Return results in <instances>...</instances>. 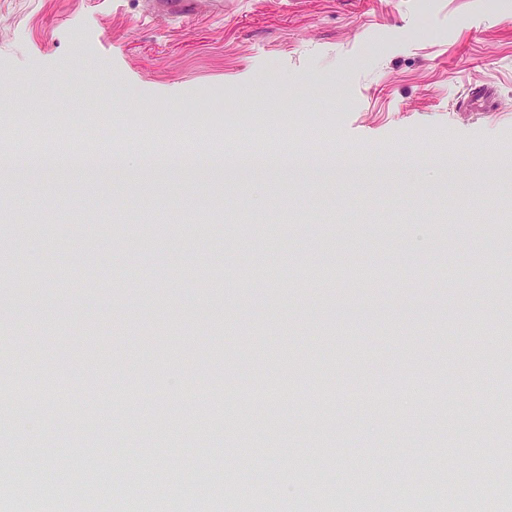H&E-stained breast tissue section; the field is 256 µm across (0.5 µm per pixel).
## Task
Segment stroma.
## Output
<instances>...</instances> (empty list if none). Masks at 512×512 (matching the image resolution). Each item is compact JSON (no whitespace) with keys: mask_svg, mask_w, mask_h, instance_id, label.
Masks as SVG:
<instances>
[{"mask_svg":"<svg viewBox=\"0 0 512 512\" xmlns=\"http://www.w3.org/2000/svg\"><path fill=\"white\" fill-rule=\"evenodd\" d=\"M146 0H0V127L40 114L42 134L68 115L73 136L97 129L122 154H144L148 139L182 144L186 133L200 168H147L124 183L105 178L114 154L98 152V175L63 180L16 168L0 172V257L32 244L33 289L0 273V333L10 338L0 376L19 385L14 362L29 346L53 391L35 388L9 422L40 424L37 453L17 449L0 463L9 482L56 479L59 458L100 483L107 469L89 463L88 445L139 449L141 465L175 490L171 502L199 500L187 480L190 463L235 473L230 495L269 486L300 470L299 492L285 512H308V483L337 475L332 493L352 495L353 469L399 481L383 490L388 512L413 502L415 483L437 484L435 455L474 468L466 435L448 423L449 401L473 421L493 418L512 398V353L495 343L512 323V236L490 224L512 210V0H235L216 17L202 10L182 19L143 21ZM473 85L488 89L490 111L463 110ZM323 137L309 139L308 128ZM288 141L302 158L288 169L213 171L217 151L262 152ZM409 151L401 168L331 173L336 154ZM464 151L468 167L450 165ZM30 190L15 218V189ZM200 188L193 204L171 196ZM264 204L213 199L222 185ZM78 196L93 220L65 215ZM478 208L476 224L455 215ZM444 225L429 250L412 255L407 230ZM101 253L106 263H95ZM332 256L329 264L320 255ZM387 257L391 276L367 287L356 269ZM149 272L130 277L135 262ZM478 264L476 280L466 272ZM482 307L470 317L471 307ZM490 370L479 397L463 375L475 351ZM293 353V377L336 385L332 403L253 401L250 437L224 429L210 445L217 411L232 404L190 400L169 389L179 375L201 388L249 379L258 386L282 372ZM416 372L413 398L369 407L351 392ZM108 406L107 425L79 433L70 413ZM326 413L321 428L312 415ZM191 417L195 430L177 448L155 445L160 420ZM480 484L501 472L474 468Z\"/></svg>","mask_w":512,"mask_h":512,"instance_id":"1","label":"stroma"}]
</instances>
